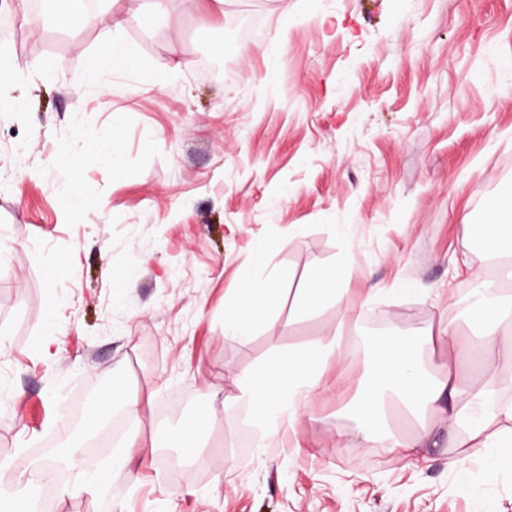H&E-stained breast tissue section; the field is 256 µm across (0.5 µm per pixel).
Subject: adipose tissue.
I'll return each instance as SVG.
<instances>
[{"instance_id": "ef3b65f1", "label": "adipose tissue", "mask_w": 512, "mask_h": 512, "mask_svg": "<svg viewBox=\"0 0 512 512\" xmlns=\"http://www.w3.org/2000/svg\"><path fill=\"white\" fill-rule=\"evenodd\" d=\"M89 66L103 92H111L109 75L113 68H140V60L130 53H116L111 35H104L99 55ZM480 245L489 259L497 263L493 278L475 277L472 296L475 310L483 316L481 349L484 355L485 382L474 387L463 379L454 365H447L440 377L425 373L418 361L421 342L394 336L384 346H371L374 384L363 389L362 403L371 406L377 421L358 419L354 437L366 446L381 447L402 458L412 457L431 434L425 416L437 418L448 431L451 447L471 444L491 451L492 466L512 465V429H495V422L512 420V406L496 399L503 379L497 365L499 344L512 336L504 321L512 316L501 296L500 281L512 279V216L489 207ZM349 277L347 268H324L321 275L307 278L295 301L297 314L305 315L340 296ZM277 298L275 289L258 285L243 277L234 301L224 312V335L248 341L257 324ZM339 338L316 339L301 349L272 357L256 369L235 379V391L227 395L230 403L247 402L254 420L267 436H276L284 425L292 424L322 386L327 364L342 357Z\"/></svg>"}]
</instances>
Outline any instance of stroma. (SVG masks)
I'll use <instances>...</instances> for the list:
<instances>
[{"instance_id": "stroma-1", "label": "stroma", "mask_w": 512, "mask_h": 512, "mask_svg": "<svg viewBox=\"0 0 512 512\" xmlns=\"http://www.w3.org/2000/svg\"><path fill=\"white\" fill-rule=\"evenodd\" d=\"M90 0L143 71L87 66L98 27L14 19L29 67L0 112V463L68 452L98 388L153 399L126 469L98 486L30 470L33 512H512V468L437 432L411 463L352 435L380 333L478 329L468 291L494 268L464 245L512 191V0ZM223 52H216V45ZM342 297L301 316L310 270ZM275 284L272 327L223 335L243 276ZM341 334L344 358L292 428L258 447L247 404L217 412L199 456L168 432L238 373ZM170 0H150L144 8L136 15L135 21L143 28H150L158 16L168 12Z\"/></svg>"}]
</instances>
